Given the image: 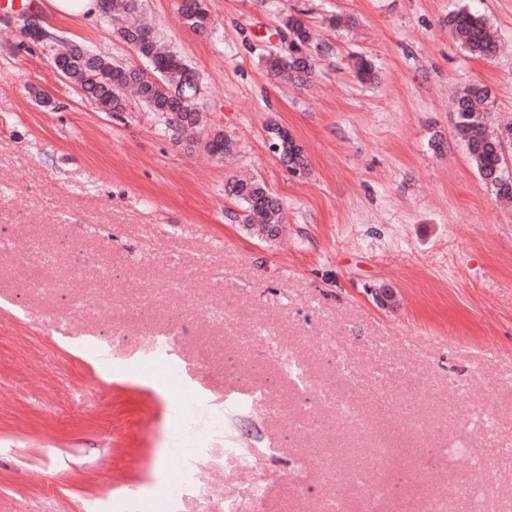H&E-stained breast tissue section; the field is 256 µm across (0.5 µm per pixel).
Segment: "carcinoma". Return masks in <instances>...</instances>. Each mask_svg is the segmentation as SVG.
<instances>
[{
    "mask_svg": "<svg viewBox=\"0 0 512 512\" xmlns=\"http://www.w3.org/2000/svg\"><path fill=\"white\" fill-rule=\"evenodd\" d=\"M101 17L112 22L121 20L118 34L146 62L145 67L123 65L88 48L74 44L52 33L46 45L52 48V57L70 62L65 77L83 90V97L94 102L104 112L127 110L125 93L135 90L139 101L156 113L175 141L183 134L202 127L203 117L196 102L182 103L173 96L186 78L189 68L186 60L176 52L161 47L153 28L133 18L137 0H98ZM182 14L196 32H204L210 17L204 0H189ZM288 29L291 41L286 49H278L266 57L270 74L293 85L306 82L314 73L316 62L305 55L309 49V28L299 18L289 15L280 20ZM448 27L461 46L478 58H491L497 51L487 19L467 10L448 16ZM355 75L367 83L376 77L371 61L359 57L354 63ZM490 97L488 89L472 84L456 96L454 134L462 142L476 167L481 180L493 189L495 195L512 202V180L502 163V147L512 146V124L491 128V114L485 104ZM272 139L279 148V156L288 163V170L302 173L308 169L304 149L290 136L277 137L281 128H270ZM210 153L222 157L232 150V144L223 133H214L207 143ZM224 192L244 207L243 223L250 230L265 235L269 226L281 230L284 209L280 199L266 185L255 179H231Z\"/></svg>",
    "mask_w": 512,
    "mask_h": 512,
    "instance_id": "1",
    "label": "carcinoma"
}]
</instances>
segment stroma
Wrapping results in <instances>:
<instances>
[{"mask_svg":"<svg viewBox=\"0 0 512 512\" xmlns=\"http://www.w3.org/2000/svg\"><path fill=\"white\" fill-rule=\"evenodd\" d=\"M204 3L200 34L181 0H138L201 77L190 143L138 100L99 111L23 18L0 23V512H122L128 485L160 500L188 460L186 495L159 512L252 498L322 512L337 496L348 512H424L440 495L512 512V203L453 133L475 82L493 122L512 120V0ZM462 8L487 18L494 57L449 34ZM33 14L139 61L103 19ZM288 15L316 36L299 88L265 67ZM358 56L375 82L357 80ZM275 125L303 145L305 175L273 151ZM216 131L233 154L207 150ZM242 176L283 202L276 240L243 228L224 192ZM89 293L103 314L77 312ZM157 361L178 378L145 371ZM214 448L237 454L214 463Z\"/></svg>","mask_w":512,"mask_h":512,"instance_id":"35a3bbf8","label":"stroma"}]
</instances>
